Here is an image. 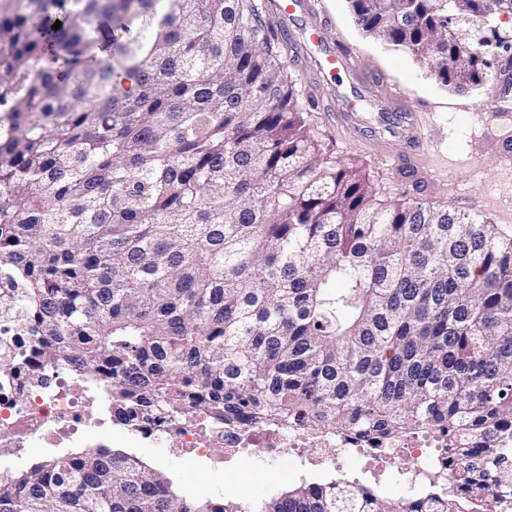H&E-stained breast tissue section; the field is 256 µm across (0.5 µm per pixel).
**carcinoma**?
Masks as SVG:
<instances>
[{
  "label": "carcinoma",
  "instance_id": "cac0c4a2",
  "mask_svg": "<svg viewBox=\"0 0 512 512\" xmlns=\"http://www.w3.org/2000/svg\"><path fill=\"white\" fill-rule=\"evenodd\" d=\"M448 90L485 84L506 0H347ZM61 22L58 30L52 29ZM110 58L103 59L104 38ZM258 0H0V276L44 364L116 411L435 432L414 500L301 481L259 512H512V232L376 200L316 137ZM0 512H241L110 448L0 480Z\"/></svg>",
  "mask_w": 512,
  "mask_h": 512
}]
</instances>
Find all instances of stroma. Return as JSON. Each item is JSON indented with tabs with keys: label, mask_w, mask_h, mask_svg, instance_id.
<instances>
[{
	"label": "stroma",
	"mask_w": 512,
	"mask_h": 512,
	"mask_svg": "<svg viewBox=\"0 0 512 512\" xmlns=\"http://www.w3.org/2000/svg\"><path fill=\"white\" fill-rule=\"evenodd\" d=\"M315 2L331 25L328 42L337 52L356 58L363 79L354 81L347 72L317 77L300 54L309 17L301 14L289 20L284 46L288 77L301 98L315 103L308 114L314 134L337 155L355 158L366 168L377 200H400L418 181L429 201L512 227V123H499L493 114L496 103L512 105L504 76L492 73L485 86L468 92L448 90L411 55L363 35L346 0ZM340 84L353 85L362 96L355 107L356 120L345 122L336 116L331 100ZM392 107L413 113L428 137L429 144L418 158L372 142L369 127L379 113ZM98 438L108 448L135 452L191 500L221 497L240 503L253 497L262 501L292 484L285 473L293 465L289 457L270 466L258 452L248 460L228 461L199 474L161 445L108 429Z\"/></svg>",
	"instance_id": "35a3bbf8"
}]
</instances>
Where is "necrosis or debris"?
Here are the masks:
<instances>
[{"mask_svg": "<svg viewBox=\"0 0 512 512\" xmlns=\"http://www.w3.org/2000/svg\"><path fill=\"white\" fill-rule=\"evenodd\" d=\"M38 338L25 327L0 316V358L24 355L25 363L15 373L0 371V477H6L35 450L74 447L91 427L115 425L112 405L105 390L91 381L67 379L62 372L46 368L37 355ZM140 438L171 447L189 463L210 461L223 454L248 457L261 449L266 459L305 449L316 452V465L338 467L350 460L353 445L342 433L311 434L300 429L281 431L259 428L244 434L221 422L202 421L187 415L158 422L139 418L126 424ZM403 464L397 482L403 496H416L430 471L442 474L441 489L452 492L456 484L444 456L433 452L430 434H403L392 442Z\"/></svg>", "mask_w": 512, "mask_h": 512, "instance_id": "1", "label": "necrosis or debris"}]
</instances>
